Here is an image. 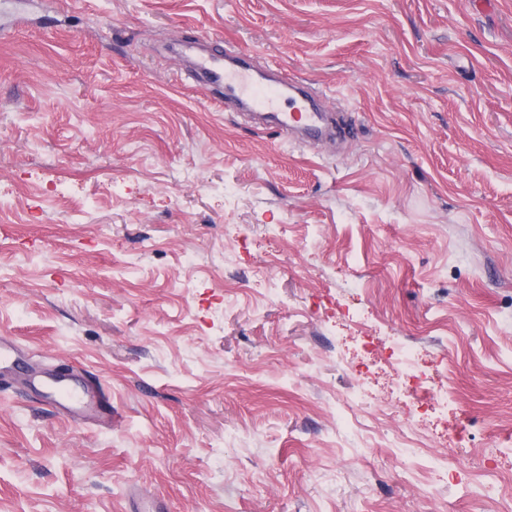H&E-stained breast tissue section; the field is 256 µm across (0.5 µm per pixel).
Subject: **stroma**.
<instances>
[{"label":"stroma","instance_id":"obj_1","mask_svg":"<svg viewBox=\"0 0 512 512\" xmlns=\"http://www.w3.org/2000/svg\"><path fill=\"white\" fill-rule=\"evenodd\" d=\"M0 17V512H476L512 495V0H17ZM337 112L258 128L181 44ZM452 359L454 401L383 357ZM66 371L111 421L44 393ZM361 392V411L339 402Z\"/></svg>","mask_w":512,"mask_h":512}]
</instances>
